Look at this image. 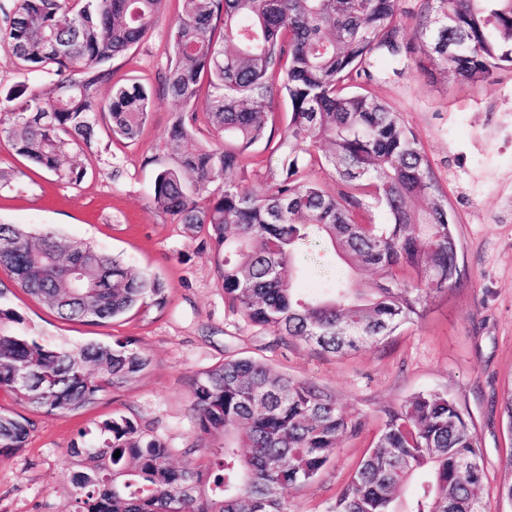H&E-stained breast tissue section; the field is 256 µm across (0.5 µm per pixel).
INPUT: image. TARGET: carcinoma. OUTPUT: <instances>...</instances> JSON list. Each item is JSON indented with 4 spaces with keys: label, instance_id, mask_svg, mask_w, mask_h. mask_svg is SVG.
<instances>
[{
    "label": "carcinoma",
    "instance_id": "obj_1",
    "mask_svg": "<svg viewBox=\"0 0 512 512\" xmlns=\"http://www.w3.org/2000/svg\"><path fill=\"white\" fill-rule=\"evenodd\" d=\"M165 0H16L0 28L41 92L0 98V136L70 185L86 169L99 121L112 138L140 140L152 102L137 83L112 82L106 64L140 42ZM172 56L159 90L179 105L156 169L155 209L209 241L228 310L332 355L378 346L418 319L432 294L461 279L447 196L399 113L361 91L372 60L412 56L472 85L512 65V0H423L413 42L400 37L402 0H179ZM109 84L102 102L98 87ZM204 106H199L201 94ZM288 122L274 140L275 110ZM281 166L254 189L238 177L256 144ZM327 145L342 189L299 176ZM386 222L365 221L371 204ZM318 234L353 271L327 295L296 288L299 247ZM0 268L63 320L97 325L166 301L157 277L87 242L0 224ZM0 287V390L37 411L80 414L144 373L150 357L128 341L68 345L17 330ZM196 442L181 467L138 421L117 415L79 431L70 512H290L362 418L336 394L274 372L254 357L226 358L193 380ZM33 422L0 411V455L25 447ZM119 457H114L115 452ZM484 459L473 424L448 396L419 393L390 411L373 448L329 512H486Z\"/></svg>",
    "mask_w": 512,
    "mask_h": 512
}]
</instances>
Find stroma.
I'll list each match as a JSON object with an SVG mask.
<instances>
[{
	"mask_svg": "<svg viewBox=\"0 0 512 512\" xmlns=\"http://www.w3.org/2000/svg\"><path fill=\"white\" fill-rule=\"evenodd\" d=\"M177 12V0H167L148 36L111 60L114 81L153 90L148 121L131 146L99 131L79 186L31 170L0 138V170L10 176L0 187V223L91 243L167 286L163 308L93 326L60 319L0 269L10 306L36 335L76 344L118 336L151 358L136 382L68 417L30 412L0 391V408L34 422L25 448L0 457V512H67L71 445L81 429L115 414L153 429L176 448L172 464L182 465V449L195 440L191 379L228 356L259 357L274 371L328 387L365 419L359 434L341 437L319 476L292 493V512H328L372 448L386 410L419 393L448 394L472 419L484 454L488 508L512 512L497 497L500 483L512 475L504 467L512 456V431L501 409L503 391L512 385V69L498 71L488 84L471 85L440 75L430 64L398 74L387 62L374 68L366 90L399 112L448 197L463 276L387 343L343 357L326 355L295 339L274 344L270 331L230 313L204 238L190 236L152 204L155 167L147 159L163 156L178 109L158 91ZM298 263L304 270L298 285L308 292L320 291L344 271L318 239L306 242Z\"/></svg>",
	"mask_w": 512,
	"mask_h": 512,
	"instance_id": "35a3bbf8",
	"label": "stroma"
}]
</instances>
